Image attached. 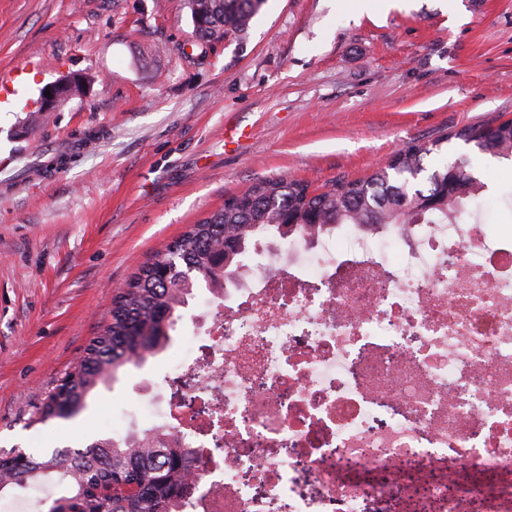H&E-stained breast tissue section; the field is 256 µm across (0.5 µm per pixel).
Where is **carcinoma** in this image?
Listing matches in <instances>:
<instances>
[{
  "label": "carcinoma",
  "mask_w": 512,
  "mask_h": 512,
  "mask_svg": "<svg viewBox=\"0 0 512 512\" xmlns=\"http://www.w3.org/2000/svg\"><path fill=\"white\" fill-rule=\"evenodd\" d=\"M193 24L192 45L245 38L250 22L266 0H184ZM466 143L480 141L481 150L512 160V124L469 126L453 134ZM450 137L411 143L382 168L359 179H340L312 193L298 181L264 179L227 198L224 207L192 224L176 240L142 264L116 295L103 331L45 398L40 409L47 421L70 418L86 410L103 387L119 380L126 366L141 367L171 340L181 310L194 299L196 281L224 287L237 275L247 255L257 250L258 236L314 239L346 224L359 230H386L393 224H442L459 220L464 200L479 182L464 160L448 161L416 185L426 171L424 160L441 156ZM143 439L138 447L96 439L83 449H57L49 454L24 453L17 466L0 463V497L17 488L59 489L50 512H172L185 495L186 475L197 466L186 448H155Z\"/></svg>",
  "instance_id": "obj_1"
}]
</instances>
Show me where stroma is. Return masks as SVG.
<instances>
[{
	"mask_svg": "<svg viewBox=\"0 0 512 512\" xmlns=\"http://www.w3.org/2000/svg\"><path fill=\"white\" fill-rule=\"evenodd\" d=\"M192 30L183 0H0V158L91 135L19 192L0 173V449L84 446L137 411L141 379L167 390L159 356L78 418L39 419L137 268L258 180L325 189L447 134L487 233L512 224V161L455 137L512 118V0H267L245 39L188 58ZM67 73L92 75L86 95L30 123Z\"/></svg>",
	"mask_w": 512,
	"mask_h": 512,
	"instance_id": "stroma-1",
	"label": "stroma"
}]
</instances>
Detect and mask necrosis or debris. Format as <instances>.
<instances>
[{
  "label": "necrosis or debris",
  "mask_w": 512,
  "mask_h": 512,
  "mask_svg": "<svg viewBox=\"0 0 512 512\" xmlns=\"http://www.w3.org/2000/svg\"><path fill=\"white\" fill-rule=\"evenodd\" d=\"M250 258L207 327L169 354L178 397L147 391L152 432L198 468L187 512H378L403 464L440 468L438 512H471L456 474L497 476L512 512V226L407 224Z\"/></svg>",
  "instance_id": "1"
}]
</instances>
